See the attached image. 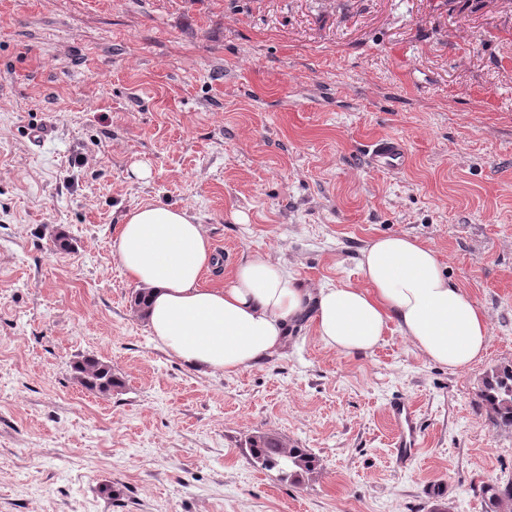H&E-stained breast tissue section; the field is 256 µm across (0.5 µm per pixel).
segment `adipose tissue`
Masks as SVG:
<instances>
[{
  "instance_id": "obj_1",
  "label": "adipose tissue",
  "mask_w": 512,
  "mask_h": 512,
  "mask_svg": "<svg viewBox=\"0 0 512 512\" xmlns=\"http://www.w3.org/2000/svg\"><path fill=\"white\" fill-rule=\"evenodd\" d=\"M119 266L147 293L152 335L202 371L235 374L284 347L288 326L308 317L324 346L368 354L396 322L428 360L464 369L481 359L488 325L480 307L451 284L437 252L395 234L363 250V285L306 288L265 255L243 258L223 287L204 284L219 259L186 209L151 202L127 211L112 244Z\"/></svg>"
}]
</instances>
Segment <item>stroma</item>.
<instances>
[{
	"instance_id": "1",
	"label": "stroma",
	"mask_w": 512,
	"mask_h": 512,
	"mask_svg": "<svg viewBox=\"0 0 512 512\" xmlns=\"http://www.w3.org/2000/svg\"><path fill=\"white\" fill-rule=\"evenodd\" d=\"M53 133L34 144L28 128ZM393 137L404 168H373ZM150 176L138 180L134 165ZM162 202L202 224L223 285L255 253L304 287L362 284V250L407 234L483 311L466 369L398 329L366 355L309 321L243 371L176 359L131 306L112 243ZM64 232L70 250H56ZM125 382L73 379L85 356ZM512 361V10L471 0H0V512H486L512 431L480 410ZM417 410L401 468L387 406ZM319 461L294 484L245 443ZM73 378L90 392L110 395L124 388L125 383L112 366L95 356H85L73 365Z\"/></svg>"
}]
</instances>
